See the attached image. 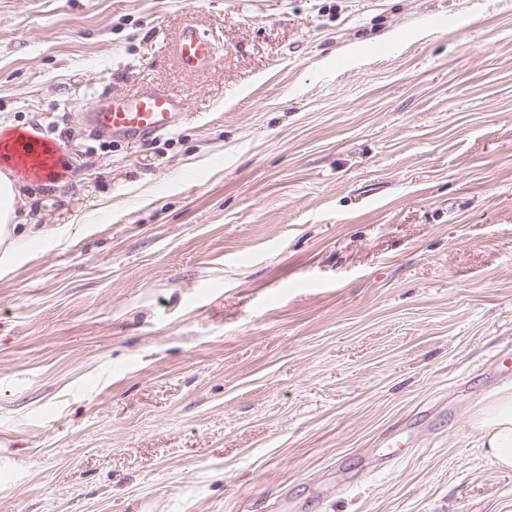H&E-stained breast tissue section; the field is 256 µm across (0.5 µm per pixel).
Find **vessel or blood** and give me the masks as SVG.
Here are the masks:
<instances>
[{
    "label": "vessel or blood",
    "instance_id": "1",
    "mask_svg": "<svg viewBox=\"0 0 512 512\" xmlns=\"http://www.w3.org/2000/svg\"><path fill=\"white\" fill-rule=\"evenodd\" d=\"M176 57L183 71L192 73L213 64L214 52L209 40L195 27L181 32L176 44ZM185 98L153 84L141 86L123 96L102 95L97 104L85 112L83 120L98 136L115 140H148L173 131L188 117ZM55 147L37 142L25 131L0 134V157H10L21 169H31L41 162V172L55 176Z\"/></svg>",
    "mask_w": 512,
    "mask_h": 512
}]
</instances>
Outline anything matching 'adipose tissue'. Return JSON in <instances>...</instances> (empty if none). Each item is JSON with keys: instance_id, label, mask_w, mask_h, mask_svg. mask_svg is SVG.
Instances as JSON below:
<instances>
[{"instance_id": "obj_1", "label": "adipose tissue", "mask_w": 512, "mask_h": 512, "mask_svg": "<svg viewBox=\"0 0 512 512\" xmlns=\"http://www.w3.org/2000/svg\"><path fill=\"white\" fill-rule=\"evenodd\" d=\"M32 198L23 181L11 171H0V273L14 266L20 238L16 228H23L25 238L41 240L55 230L30 217ZM471 426L481 448L500 468L512 469V384L490 392L473 411Z\"/></svg>"}]
</instances>
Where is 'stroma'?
<instances>
[{
  "instance_id": "35a3bbf8",
  "label": "stroma",
  "mask_w": 512,
  "mask_h": 512,
  "mask_svg": "<svg viewBox=\"0 0 512 512\" xmlns=\"http://www.w3.org/2000/svg\"><path fill=\"white\" fill-rule=\"evenodd\" d=\"M146 83L177 130L82 123ZM36 122L69 231L0 275V512H512L470 426L512 382V0H0ZM176 57L180 68L189 73L214 62L212 44L194 26H187L181 32L176 44Z\"/></svg>"
}]
</instances>
